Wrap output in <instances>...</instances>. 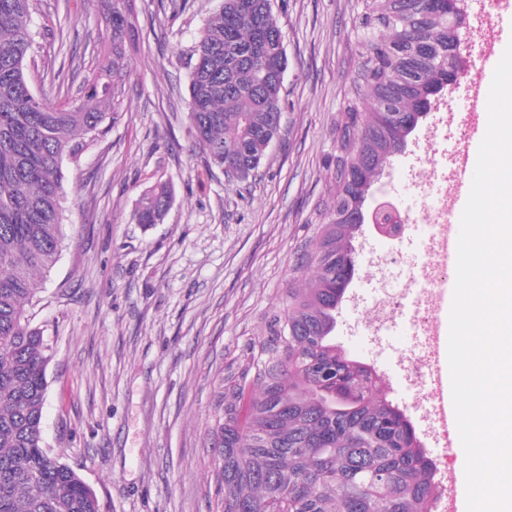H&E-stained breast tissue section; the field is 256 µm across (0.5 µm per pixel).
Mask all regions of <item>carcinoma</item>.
Segmentation results:
<instances>
[{
	"mask_svg": "<svg viewBox=\"0 0 512 512\" xmlns=\"http://www.w3.org/2000/svg\"><path fill=\"white\" fill-rule=\"evenodd\" d=\"M31 0H0V512H98L92 489L42 443L47 356L30 323L33 276L63 239L62 163L114 121L128 77L133 0H95L111 46L78 100L30 89ZM360 61L328 159L330 206L303 251L313 268L237 382L221 395L212 448L223 512H433L432 459L377 370L336 345V309L356 274L361 224L388 222L374 200L415 114L448 90V0H361ZM288 59L272 0H221L189 58L188 123L207 166L256 173L279 137ZM173 198L158 182L136 222L160 223Z\"/></svg>",
	"mask_w": 512,
	"mask_h": 512,
	"instance_id": "1",
	"label": "carcinoma"
}]
</instances>
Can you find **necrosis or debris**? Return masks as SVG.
<instances>
[{"instance_id": "4bbe7bcc", "label": "necrosis or debris", "mask_w": 512, "mask_h": 512, "mask_svg": "<svg viewBox=\"0 0 512 512\" xmlns=\"http://www.w3.org/2000/svg\"><path fill=\"white\" fill-rule=\"evenodd\" d=\"M423 153L428 161L414 172L413 191L400 200L399 206L406 223L426 225L427 233L418 240L414 253L406 254L395 248L375 257V294L368 306L370 316L365 329L378 341L397 330L413 339L412 352L400 358L401 382L414 407L423 413L425 436L439 449L433 460L440 488L434 512H448L444 490L448 480V448L434 413L428 381L438 292L447 280L446 269L435 259L448 222L447 118H439L427 128Z\"/></svg>"}]
</instances>
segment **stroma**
I'll list each match as a JSON object with an SVG mask.
<instances>
[{
    "instance_id": "35a3bbf8",
    "label": "stroma",
    "mask_w": 512,
    "mask_h": 512,
    "mask_svg": "<svg viewBox=\"0 0 512 512\" xmlns=\"http://www.w3.org/2000/svg\"><path fill=\"white\" fill-rule=\"evenodd\" d=\"M122 112L78 161L64 160L63 240L38 279L33 326L48 362L43 444L93 490L99 512H222L210 431L216 396L248 364L306 269L324 223L334 124L360 55L356 0H274L288 67L281 133L255 180L208 168L188 129L190 50L220 0H135ZM35 95L74 100L105 52L93 0H33ZM173 203L146 228L148 187ZM346 303L336 334L409 409L397 355L411 341L362 336ZM173 198L170 186L158 182L142 193L135 211L137 224L150 227L159 224L169 208Z\"/></svg>"
}]
</instances>
